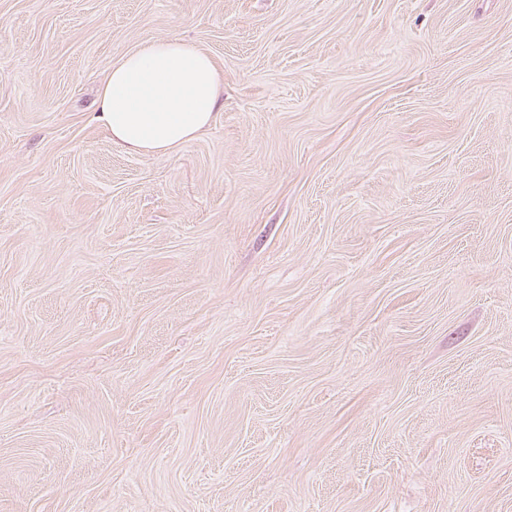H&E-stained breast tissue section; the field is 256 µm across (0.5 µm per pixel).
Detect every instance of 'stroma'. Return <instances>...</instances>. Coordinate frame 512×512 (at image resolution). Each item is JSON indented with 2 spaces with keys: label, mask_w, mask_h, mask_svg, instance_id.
I'll return each mask as SVG.
<instances>
[{
  "label": "stroma",
  "mask_w": 512,
  "mask_h": 512,
  "mask_svg": "<svg viewBox=\"0 0 512 512\" xmlns=\"http://www.w3.org/2000/svg\"><path fill=\"white\" fill-rule=\"evenodd\" d=\"M0 512H512V0H0ZM223 76L199 46L156 37L122 54L98 91L97 120L135 154H169L208 129Z\"/></svg>",
  "instance_id": "35a3bbf8"
}]
</instances>
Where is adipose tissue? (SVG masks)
I'll use <instances>...</instances> for the list:
<instances>
[{
	"label": "adipose tissue",
	"instance_id": "adipose-tissue-1",
	"mask_svg": "<svg viewBox=\"0 0 512 512\" xmlns=\"http://www.w3.org/2000/svg\"><path fill=\"white\" fill-rule=\"evenodd\" d=\"M222 84L199 46L152 38L113 63L98 91L97 119L128 152L168 154L211 126Z\"/></svg>",
	"mask_w": 512,
	"mask_h": 512
}]
</instances>
